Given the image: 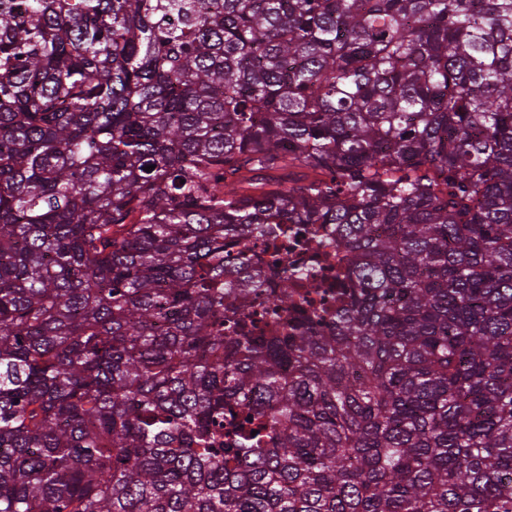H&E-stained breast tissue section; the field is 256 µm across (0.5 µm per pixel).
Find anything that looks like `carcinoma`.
I'll use <instances>...</instances> for the list:
<instances>
[{
	"label": "carcinoma",
	"instance_id": "cac0c4a2",
	"mask_svg": "<svg viewBox=\"0 0 512 512\" xmlns=\"http://www.w3.org/2000/svg\"><path fill=\"white\" fill-rule=\"evenodd\" d=\"M0 512H512V0H0ZM317 229V237L321 239L320 248L312 239V228ZM254 260L263 271L281 261H288L293 270L301 275L297 278L293 291L296 310L312 309L309 300L316 306L334 314L344 299L341 288L345 259L336 247V225L334 224H290L288 225V241H278V247L267 248L266 242L254 241ZM306 281V279H312ZM241 310L248 314L251 318L256 320L260 326L266 325L265 323H272L275 318L267 314V303L265 291H256L244 296L239 301Z\"/></svg>",
	"mask_w": 512,
	"mask_h": 512
}]
</instances>
